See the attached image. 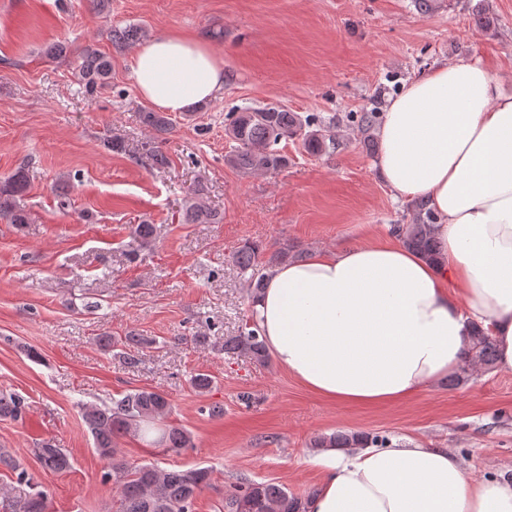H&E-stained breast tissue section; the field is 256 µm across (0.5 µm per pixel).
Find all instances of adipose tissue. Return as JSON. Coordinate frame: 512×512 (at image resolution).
Wrapping results in <instances>:
<instances>
[{
  "label": "adipose tissue",
  "mask_w": 512,
  "mask_h": 512,
  "mask_svg": "<svg viewBox=\"0 0 512 512\" xmlns=\"http://www.w3.org/2000/svg\"><path fill=\"white\" fill-rule=\"evenodd\" d=\"M167 112L214 100L224 63L207 43L161 36L131 64ZM376 167L439 217L441 259L365 238L275 267L255 309L267 349L304 387L345 404L408 400L463 367L475 327L512 372V95L481 61L444 64L390 100ZM308 512H512V481L472 479L446 448H325Z\"/></svg>",
  "instance_id": "1"
}]
</instances>
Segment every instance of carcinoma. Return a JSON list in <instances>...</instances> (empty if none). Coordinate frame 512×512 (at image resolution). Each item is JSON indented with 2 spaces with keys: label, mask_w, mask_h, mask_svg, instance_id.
<instances>
[{
  "label": "carcinoma",
  "mask_w": 512,
  "mask_h": 512,
  "mask_svg": "<svg viewBox=\"0 0 512 512\" xmlns=\"http://www.w3.org/2000/svg\"><path fill=\"white\" fill-rule=\"evenodd\" d=\"M141 32L133 26L114 28L111 41L123 46L139 40ZM79 77L90 95L110 86L112 60L101 51L89 46L82 54ZM381 113L351 112L347 120L355 123L364 135V141H373L372 131L379 124ZM142 124L162 132L171 125L164 112L145 111L141 113ZM224 136L233 144L225 160L232 167L244 172L276 171L288 165V156L278 145L283 140L299 139L311 154L327 153L336 149V134L327 126H317L311 115L305 117L277 104L247 107L238 112H229L224 118ZM28 190V177L20 167L0 182V218L10 224H28L29 210L24 203ZM185 220L195 224H211L216 214L199 201L186 207ZM438 216L428 202L415 204V215L409 224H393L392 236L406 247L434 260L440 253L435 234ZM154 236L151 224H138L128 244L132 256L150 246ZM299 257L294 246L284 245L268 259H263V249L256 244L246 243L233 254V260L240 271L248 275L251 299L255 300L265 288L267 272L276 264ZM224 350L240 352L257 362L268 359L266 345L261 337L257 321L250 320L237 336L224 339ZM471 360L491 366L496 352L491 337L481 328L473 334ZM170 403L166 396L150 390H135L114 399L105 405L82 406L83 418L94 439L98 454L111 461L112 471L105 474V480L116 477L119 506L117 512H193L197 493L209 481L207 468L188 470H167L155 465L130 466L117 459V440L126 435L140 436L144 441L177 450L191 445L190 434L179 427H161L157 420L166 416ZM25 410L24 400L12 392H0V417L18 419ZM361 440L365 443L384 446L386 439L367 435L336 433L315 441L318 448H347ZM40 465L53 472L70 468V455L64 448H56L45 442L35 450ZM0 465L15 475V484L0 493V497L11 502L10 512H49V494L38 490L30 474L18 460L5 449L0 448ZM307 501L289 494L284 489L266 483H249L239 486L225 499L227 512H306Z\"/></svg>",
  "instance_id": "carcinoma-1"
}]
</instances>
